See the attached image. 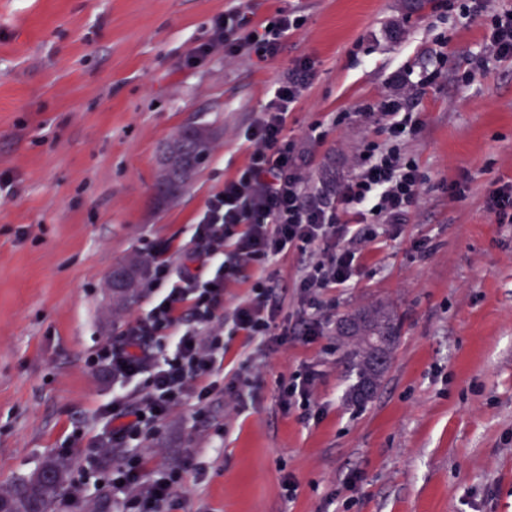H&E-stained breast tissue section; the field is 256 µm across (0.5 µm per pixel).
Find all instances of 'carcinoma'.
I'll return each instance as SVG.
<instances>
[{
	"instance_id": "carcinoma-1",
	"label": "carcinoma",
	"mask_w": 512,
	"mask_h": 512,
	"mask_svg": "<svg viewBox=\"0 0 512 512\" xmlns=\"http://www.w3.org/2000/svg\"><path fill=\"white\" fill-rule=\"evenodd\" d=\"M211 144V130L202 123L184 126L174 140L165 144L156 179L160 201L173 200L183 192ZM148 265L149 260L138 252L118 262L106 281L112 299L123 305L133 302ZM337 323L362 327V335L347 336L342 342L356 375L351 399L362 404L374 397L399 344L400 318L389 305L379 302L355 309ZM70 469V461L50 459L29 476L1 488L0 503L9 512H58Z\"/></svg>"
}]
</instances>
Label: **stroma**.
Returning <instances> with one entry per match:
<instances>
[{"instance_id":"35a3bbf8","label":"stroma","mask_w":512,"mask_h":512,"mask_svg":"<svg viewBox=\"0 0 512 512\" xmlns=\"http://www.w3.org/2000/svg\"><path fill=\"white\" fill-rule=\"evenodd\" d=\"M438 0H0V487L50 456L86 464L116 385L86 360L156 290L116 307L105 280L131 252L188 248L207 198L242 169L249 127L296 61L314 70L288 116L305 190L334 196L384 121L361 116L406 95L420 124L403 141L424 181L396 226L358 242L361 268L326 289L321 336L302 337L296 280L311 258L272 264L290 336L258 349L224 322L220 373L234 394L184 404L143 444L148 470L181 472L170 512H512V223L488 196L512 184V59L479 19L441 18ZM303 18L266 61L243 51L188 68L211 19ZM445 65L423 83L437 56ZM483 66L470 73V60ZM192 122L212 149L188 189L156 202L161 146ZM383 302L402 322L365 405L336 342L339 316ZM318 372L314 414L280 385ZM292 480L286 494L284 480ZM121 512L107 490L67 487L60 512Z\"/></svg>"}]
</instances>
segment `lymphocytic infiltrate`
Instances as JSON below:
<instances>
[{
    "label": "lymphocytic infiltrate",
    "mask_w": 512,
    "mask_h": 512,
    "mask_svg": "<svg viewBox=\"0 0 512 512\" xmlns=\"http://www.w3.org/2000/svg\"><path fill=\"white\" fill-rule=\"evenodd\" d=\"M460 13L488 19L496 55L512 58V11L492 14L486 0H463ZM301 24L292 12L259 25L237 11L216 15L208 38L196 44L184 64L200 66L219 51L232 56L246 50L267 60ZM312 68L310 60H300L275 87L252 123L247 164L208 198L179 262L156 249L151 280L164 291L147 316L129 320L120 338L86 361L92 368H110L120 385L98 413L102 428L89 445L87 462L99 486L123 499L126 512H165L181 484L175 470L147 474L135 446L155 438L176 407L189 402L204 407L218 391V356L224 350L218 322L228 285L251 284L247 298L232 310L236 329L263 346L280 342L288 327L279 321L283 304L265 271L288 247L311 250L297 286L309 313L302 333L320 335L321 290L345 285L360 266L359 250L345 245V238L369 237L371 225L399 218L417 199L422 172L400 149L416 123L409 100L393 94L363 108L364 115L385 121L390 145L366 146L358 174L341 186L335 203L303 191L287 125ZM107 446L123 449L118 464H102L101 450Z\"/></svg>",
    "instance_id": "f902f5d3"
}]
</instances>
